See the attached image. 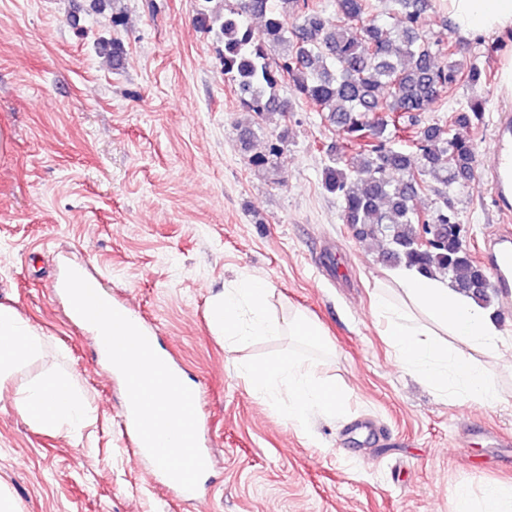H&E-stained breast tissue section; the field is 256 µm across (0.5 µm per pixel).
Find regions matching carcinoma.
<instances>
[{
  "label": "carcinoma",
  "instance_id": "cac0c4a2",
  "mask_svg": "<svg viewBox=\"0 0 512 512\" xmlns=\"http://www.w3.org/2000/svg\"><path fill=\"white\" fill-rule=\"evenodd\" d=\"M400 17L391 26L374 14L372 0H334L329 16L309 0H224V11L205 5L202 27H218L224 40V77L235 86L240 105L259 117L288 114L277 87L292 83L343 144L323 170L325 190L340 201L342 221L361 241H380V257L422 274L448 277L451 287L493 306L497 292L480 287L482 269L466 244L441 237L431 248L416 242L457 223L448 194L474 177L475 147L451 136L438 123L421 125L460 79L477 83L480 68L465 69L452 46L425 29L433 0H384ZM445 62L437 63L438 58ZM484 111L472 99L455 111L452 125L467 127ZM408 134L412 150H397L392 139ZM286 143L276 136L268 153L252 158L269 163ZM429 190L436 207L422 213L417 199Z\"/></svg>",
  "mask_w": 512,
  "mask_h": 512
}]
</instances>
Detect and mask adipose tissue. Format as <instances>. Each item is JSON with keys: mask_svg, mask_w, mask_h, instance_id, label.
<instances>
[{"mask_svg": "<svg viewBox=\"0 0 512 512\" xmlns=\"http://www.w3.org/2000/svg\"><path fill=\"white\" fill-rule=\"evenodd\" d=\"M457 36L471 40L512 32V0H445ZM373 311L403 368L442 394L485 406L500 403L494 378L472 350L496 357L503 333L470 295L446 279L391 271ZM43 341L15 312L0 303V380L37 354ZM22 413L47 429L79 421L82 405L66 381L49 379L28 386L17 400ZM454 512H512V484L488 483L480 491L462 484L453 491Z\"/></svg>", "mask_w": 512, "mask_h": 512, "instance_id": "obj_1", "label": "adipose tissue"}]
</instances>
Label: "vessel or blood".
Instances as JSON below:
<instances>
[{
    "label": "vessel or blood",
    "instance_id": "1",
    "mask_svg": "<svg viewBox=\"0 0 512 512\" xmlns=\"http://www.w3.org/2000/svg\"><path fill=\"white\" fill-rule=\"evenodd\" d=\"M495 137L496 145L488 186L498 202V209L504 221L489 233L487 254L500 297L512 300V226L506 223L507 217L512 216L511 113L507 112L500 116ZM120 426L128 454L134 464L147 467L152 475L158 476L163 491L175 501L190 503L196 500V493L183 489L171 478L161 474L135 430L130 405H123L121 409Z\"/></svg>",
    "mask_w": 512,
    "mask_h": 512
}]
</instances>
